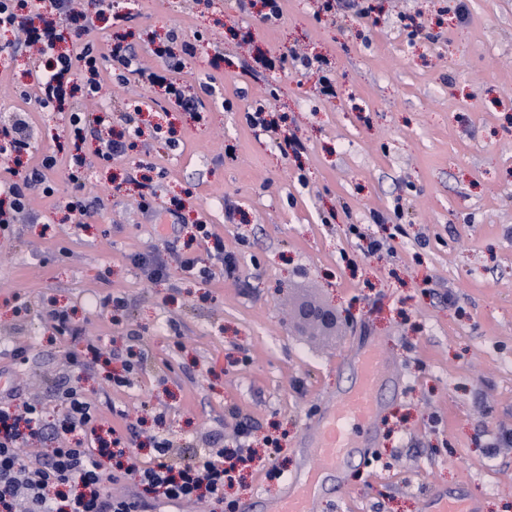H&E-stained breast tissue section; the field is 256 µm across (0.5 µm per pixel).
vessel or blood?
Instances as JSON below:
<instances>
[{"mask_svg": "<svg viewBox=\"0 0 512 512\" xmlns=\"http://www.w3.org/2000/svg\"><path fill=\"white\" fill-rule=\"evenodd\" d=\"M357 381L338 401L329 402L313 420L312 439L305 449L303 472L289 477L288 491L274 512H316L321 471L342 473L357 452L358 433H371L380 408L379 395L388 379V364L380 345L371 344L355 355ZM429 504L432 512H477L474 502L435 490Z\"/></svg>", "mask_w": 512, "mask_h": 512, "instance_id": "obj_1", "label": "vessel or blood"}]
</instances>
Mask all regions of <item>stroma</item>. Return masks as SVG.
<instances>
[{
    "instance_id": "obj_1",
    "label": "stroma",
    "mask_w": 512,
    "mask_h": 512,
    "mask_svg": "<svg viewBox=\"0 0 512 512\" xmlns=\"http://www.w3.org/2000/svg\"><path fill=\"white\" fill-rule=\"evenodd\" d=\"M368 3L366 17L343 0L319 17L315 0H287L268 24L237 0H81L82 15L59 29L65 49L82 41L102 52L110 36H126L160 72L149 49L168 28L223 51L216 61L204 50L179 76L186 91L201 81L219 90L198 114L137 75L107 83L85 111L109 112L132 148L101 166L87 136L84 187L56 170L53 195L34 190L30 212L0 231V386L38 401L47 423L62 415L59 391L78 380L102 427L137 425L130 448L142 457L144 437L159 434L175 461L189 462L233 439L241 420L254 426L253 448L279 437L283 478L255 466L223 502L161 512H227L245 499L266 508L303 465L312 415L351 383L348 353L371 338L399 385L384 395L369 460H352L318 512H428L438 487L465 492L479 512H512V446L493 445L512 430V0ZM117 10L133 21L114 20ZM245 26L248 42L236 35ZM292 51L326 60L335 98L289 62L259 79L242 70L259 54ZM14 61L15 71L0 70V124L25 109L30 162L65 154L69 111L21 98L33 88L31 62L23 51ZM262 100L305 142L302 157L284 156L276 134L247 123ZM156 124L174 129L177 149L154 136ZM133 170L150 176L157 212L138 209ZM94 196L95 212L65 208ZM175 197L187 221L223 238L236 278L215 263L207 279L174 267L152 281L134 265L164 252ZM395 224L405 234L393 252L362 253L363 236L388 237ZM112 296L122 309L107 305ZM56 309L106 352L136 334L143 360L130 386L108 377L117 359L76 372L67 355L81 345L55 330Z\"/></svg>"
}]
</instances>
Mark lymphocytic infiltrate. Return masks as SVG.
Masks as SVG:
<instances>
[{
    "label": "lymphocytic infiltrate",
    "mask_w": 512,
    "mask_h": 512,
    "mask_svg": "<svg viewBox=\"0 0 512 512\" xmlns=\"http://www.w3.org/2000/svg\"><path fill=\"white\" fill-rule=\"evenodd\" d=\"M27 0H0V31L22 32L27 46L33 47L42 61L36 102L42 111L61 107L69 84L82 73L95 76L100 62L92 43L56 50L55 24L36 29L20 13ZM108 60L113 80L125 82L135 74L152 83L163 84L169 100L187 112L196 111L216 89L199 82L194 94H185L180 83L146 71L139 65L135 48L120 39L108 43ZM59 163L56 155L44 156L20 180L10 182L9 210L0 209V225L12 224L16 214L28 206L33 188L47 186L48 172ZM63 414L56 428L77 435L75 446H57L36 459H29L22 447L45 439L48 426L40 406L21 401L15 388L0 391V512H151L159 502L181 504L192 501L223 502L224 490L236 479L238 465L247 463L245 443L253 427L238 422L230 445L198 454L188 464L172 461L173 443L163 436L150 439L153 455L141 461L127 451L122 437L104 438L99 432V408L73 384L60 393ZM138 478L135 490L115 495L107 486L127 475Z\"/></svg>",
    "instance_id": "1"
}]
</instances>
